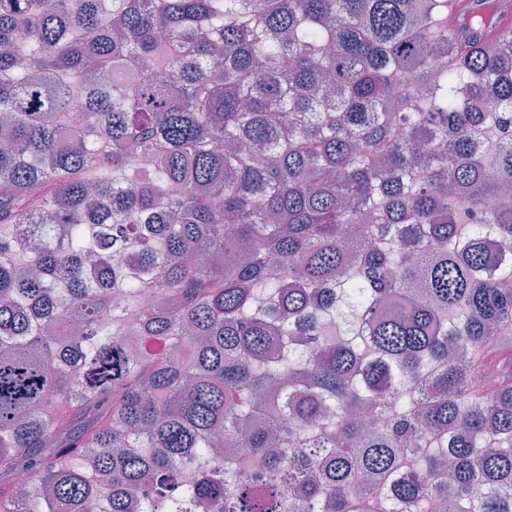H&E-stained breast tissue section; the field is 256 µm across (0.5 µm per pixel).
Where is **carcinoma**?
<instances>
[{
  "instance_id": "carcinoma-1",
  "label": "carcinoma",
  "mask_w": 512,
  "mask_h": 512,
  "mask_svg": "<svg viewBox=\"0 0 512 512\" xmlns=\"http://www.w3.org/2000/svg\"><path fill=\"white\" fill-rule=\"evenodd\" d=\"M449 2L0 0V512H512V25Z\"/></svg>"
}]
</instances>
